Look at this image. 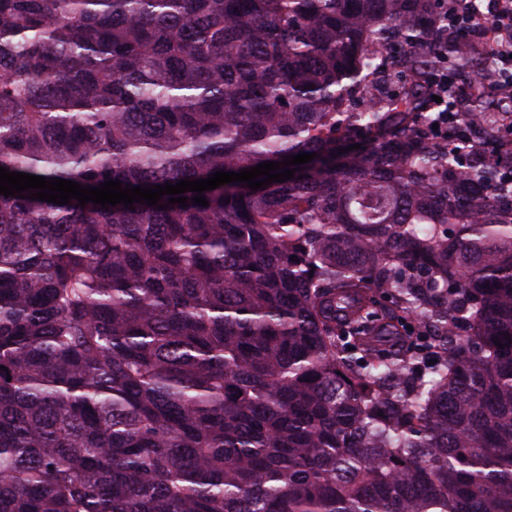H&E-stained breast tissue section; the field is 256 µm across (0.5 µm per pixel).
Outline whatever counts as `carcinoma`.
I'll use <instances>...</instances> for the list:
<instances>
[{
  "label": "carcinoma",
  "mask_w": 512,
  "mask_h": 512,
  "mask_svg": "<svg viewBox=\"0 0 512 512\" xmlns=\"http://www.w3.org/2000/svg\"><path fill=\"white\" fill-rule=\"evenodd\" d=\"M446 13L0 0L11 172L316 154L206 207L0 194V512H512V154L481 150L502 109L456 87L492 68Z\"/></svg>",
  "instance_id": "cac0c4a2"
}]
</instances>
